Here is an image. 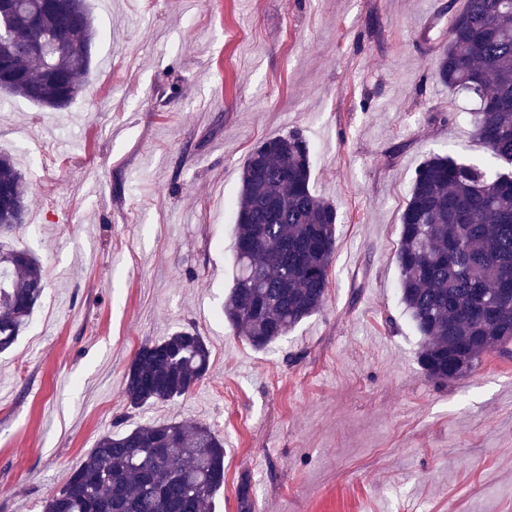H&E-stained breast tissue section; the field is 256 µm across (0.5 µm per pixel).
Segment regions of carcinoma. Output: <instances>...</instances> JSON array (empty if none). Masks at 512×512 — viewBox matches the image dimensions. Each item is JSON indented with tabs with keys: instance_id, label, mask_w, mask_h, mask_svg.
<instances>
[{
	"instance_id": "obj_1",
	"label": "carcinoma",
	"mask_w": 512,
	"mask_h": 512,
	"mask_svg": "<svg viewBox=\"0 0 512 512\" xmlns=\"http://www.w3.org/2000/svg\"><path fill=\"white\" fill-rule=\"evenodd\" d=\"M0 60L16 78L0 92L51 109L68 107L91 73L95 39L87 0L56 11L43 0H6ZM49 33L62 43L47 59ZM450 89L480 100L472 113L487 158L432 154L416 169L400 215V300L422 339L425 376L445 384L485 354L512 353V0H467L449 20L448 43L431 62ZM311 148L299 130L266 138L240 172L235 275L224 322L264 350L324 308L336 243V207L310 186ZM29 187L0 153V236L25 222ZM45 288L30 251L0 245V353L13 347ZM211 368L194 328L144 342L122 390L132 408L191 393ZM224 488V439L201 423H149L102 435L43 512H214Z\"/></svg>"
}]
</instances>
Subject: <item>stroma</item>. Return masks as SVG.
I'll list each match as a JSON object with an SVG mask.
<instances>
[{
	"label": "stroma",
	"instance_id": "obj_1",
	"mask_svg": "<svg viewBox=\"0 0 512 512\" xmlns=\"http://www.w3.org/2000/svg\"><path fill=\"white\" fill-rule=\"evenodd\" d=\"M453 0H89L91 75L66 109L0 93L30 187L10 237L45 293L0 354V512H42L110 431L224 439L215 512H512V357L438 385L399 297V215L430 154L486 149L431 75ZM439 19L429 40L414 19ZM298 129L339 215L323 311L258 351L225 324L240 170ZM192 325L211 373L130 408L142 342Z\"/></svg>",
	"mask_w": 512,
	"mask_h": 512
}]
</instances>
